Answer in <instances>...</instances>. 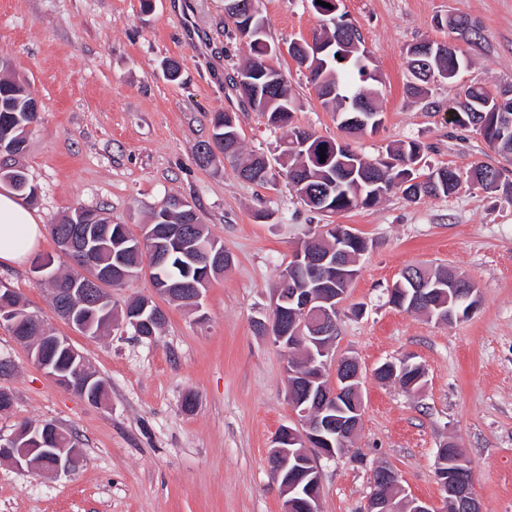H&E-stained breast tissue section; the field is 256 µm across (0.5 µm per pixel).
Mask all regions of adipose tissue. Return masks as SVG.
I'll list each match as a JSON object with an SVG mask.
<instances>
[{"instance_id":"obj_1","label":"adipose tissue","mask_w":512,"mask_h":512,"mask_svg":"<svg viewBox=\"0 0 512 512\" xmlns=\"http://www.w3.org/2000/svg\"><path fill=\"white\" fill-rule=\"evenodd\" d=\"M44 234L45 226L35 209L10 190L0 191V263L29 261Z\"/></svg>"}]
</instances>
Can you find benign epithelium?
<instances>
[{"label":"benign epithelium","instance_id":"benign-epithelium-1","mask_svg":"<svg viewBox=\"0 0 512 512\" xmlns=\"http://www.w3.org/2000/svg\"><path fill=\"white\" fill-rule=\"evenodd\" d=\"M225 14L242 23L246 32H251L253 21L258 15L256 6L250 0H227ZM456 49V45L430 43L423 48H409V54L444 55ZM324 50L319 39L296 41L290 46L295 59L309 61L311 54ZM152 238L150 255L158 264L168 256L171 246L178 245L182 237L167 234L158 241ZM359 234L345 224H322L306 243L295 250L292 263L283 269L280 288L275 292L272 309L261 331L290 353L312 343L318 347L321 356L313 357L303 367L288 363V401L295 418L292 425L284 427L273 440L269 452V467L274 480L283 493V512H295L301 502H306L307 512H321L322 471L314 465L311 484L300 488V483L288 480V447H301L317 458H334L333 443L345 446L354 440L362 421L363 406L360 403L361 372L358 362L351 356H344L336 364L328 358L336 339V316L348 293V284L356 273L350 270V247L360 244ZM59 251L70 257L89 259L94 253V243L84 233L78 237L63 235L58 240ZM404 275L414 290L410 312L417 313L429 298L428 290L438 287L421 273L409 269ZM85 297L84 305L98 309L105 315L112 312V297L104 292L91 291L85 287L68 288L60 297L58 312L78 333L86 335L88 329L75 316V309L68 304L73 294ZM166 317V309L153 297H144L139 302H128L119 327L139 330L141 325ZM350 395L348 407L336 401L339 385ZM49 435L69 436L55 423L35 432L31 427L20 426L10 434L0 433V462L7 461L18 470L40 466L56 476L67 475L81 462L79 448L60 446L46 448L41 437ZM445 449L438 450L435 478L439 486L449 492L460 512H482L471 482H458L448 478L444 469ZM372 483L381 486V491L369 496L365 512H439L432 503L417 498L403 499L401 509L393 505L392 491L399 489V477L394 469L384 465L378 474L372 475Z\"/></svg>","mask_w":512,"mask_h":512}]
</instances>
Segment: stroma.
Masks as SVG:
<instances>
[{"label":"stroma","mask_w":512,"mask_h":512,"mask_svg":"<svg viewBox=\"0 0 512 512\" xmlns=\"http://www.w3.org/2000/svg\"><path fill=\"white\" fill-rule=\"evenodd\" d=\"M268 58L293 88V125L343 142L371 160L417 141L422 167L512 164L475 131L448 122L462 90L480 82L512 86V0H342L361 35L379 85L382 125L350 135L326 110L308 72L288 54L321 31L309 0H258ZM479 20L471 64L455 81L406 92V51L421 39L450 40L437 19ZM0 53L37 98L41 120L20 158L37 188L43 224L74 209H101L139 233L167 196L193 201L233 262L212 280L199 312L166 302L161 335L131 330L98 338L75 332L55 311L31 264L0 265L10 288L50 333L67 338L104 382L105 403L59 387L0 327V359L12 372L0 386L14 405L0 431L52 421L81 439L83 461L67 476L0 463V512H281L268 466L278 430L292 422L287 358L254 329L271 311L279 275L298 244L325 221L280 174L288 136L235 91L230 79L249 50L224 15V0H0ZM177 61L181 78L163 75ZM232 112L246 153L264 156L276 177H238L217 160L199 166L211 118ZM365 238L337 319L336 356L362 372L363 418L351 451L320 459L322 512H363L375 465L390 464L404 495L434 503L436 453L454 443L473 463L483 512H512V197L463 183L450 197L410 202L400 192L335 215ZM452 268L478 288L470 318L440 324L389 304L403 268ZM423 365V387L405 392L373 371L388 360Z\"/></svg>","instance_id":"obj_1"}]
</instances>
